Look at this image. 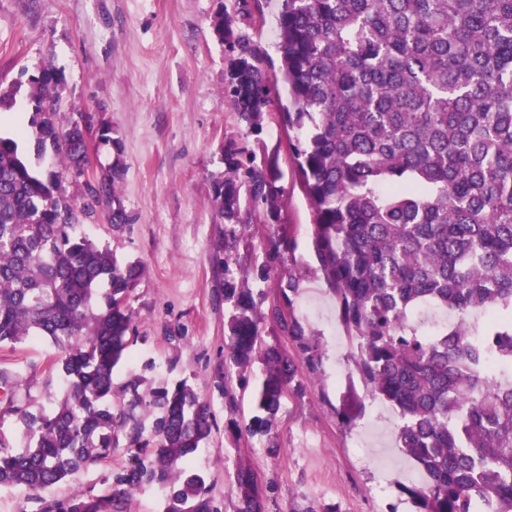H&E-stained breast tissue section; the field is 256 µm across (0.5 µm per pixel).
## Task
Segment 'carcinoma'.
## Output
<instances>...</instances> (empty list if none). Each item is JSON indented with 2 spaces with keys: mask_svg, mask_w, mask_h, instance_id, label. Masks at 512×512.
<instances>
[{
  "mask_svg": "<svg viewBox=\"0 0 512 512\" xmlns=\"http://www.w3.org/2000/svg\"><path fill=\"white\" fill-rule=\"evenodd\" d=\"M226 96L245 135L260 130L278 80L291 106L280 121L314 212L312 244L340 304L366 391L402 420L403 453L426 476L399 492L414 512H512V0H282L280 76L237 37ZM51 67L29 80L32 112L19 141L0 135V346L46 340L59 352L46 384L61 399L30 411L23 375L0 367V416L24 424L22 443L0 440V488L40 497L39 512H122L145 484L163 512H222L191 455L212 433L210 404L182 380L145 398L139 378L118 387L142 275L108 246L76 232L102 201L112 226L127 217L117 194L120 156L91 185L82 138L60 119ZM211 206L224 236L281 207L273 160L224 152ZM82 185L81 194L66 184ZM224 267V398L232 371L258 362L263 378L248 436L272 431L298 364L317 349L294 322L297 356L263 343L254 290L273 268L229 253ZM153 415L145 430L142 415ZM125 442L131 464L107 496H41ZM236 512H264L250 467L233 475Z\"/></svg>",
  "mask_w": 512,
  "mask_h": 512,
  "instance_id": "1",
  "label": "carcinoma"
}]
</instances>
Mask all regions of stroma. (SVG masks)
<instances>
[{
	"label": "stroma",
	"mask_w": 512,
	"mask_h": 512,
	"mask_svg": "<svg viewBox=\"0 0 512 512\" xmlns=\"http://www.w3.org/2000/svg\"><path fill=\"white\" fill-rule=\"evenodd\" d=\"M280 9L281 0H0V79L24 84L52 64L62 83V117L83 112L91 125L111 126L121 147L118 193L129 221L112 227L102 206L82 230L118 261L145 267L131 298L135 339L113 380L120 386L141 375L144 393L184 380L209 401L212 434L193 454L192 468L223 512H234L237 504L231 475L240 462L266 490L267 512H409L382 479L386 469L406 474L400 419L366 390L349 387L358 374L336 299L317 268L312 211L279 124L286 89L277 88L262 131L250 136L225 95L237 50L214 35L218 14L233 18L234 30L249 37L274 74ZM230 144L260 159L276 158L279 221L292 241L276 266L278 272L290 266L302 272L288 296L278 272L266 283L260 301L268 315L264 342L294 352L287 329L270 317L272 309H285L320 357L316 370L299 364L302 386L286 393L271 435L240 440L229 426L252 416L260 370L247 372L248 387L235 388V408L226 406L215 385L224 369L225 308L224 273L214 256L224 227L215 223L209 200ZM55 356L48 343L25 342L0 348V365L26 373L31 404L47 406L59 396L58 388L43 384ZM345 404L361 410L349 428L336 416ZM128 462L125 448H117L50 495H109L113 471Z\"/></svg>",
	"instance_id": "1"
}]
</instances>
